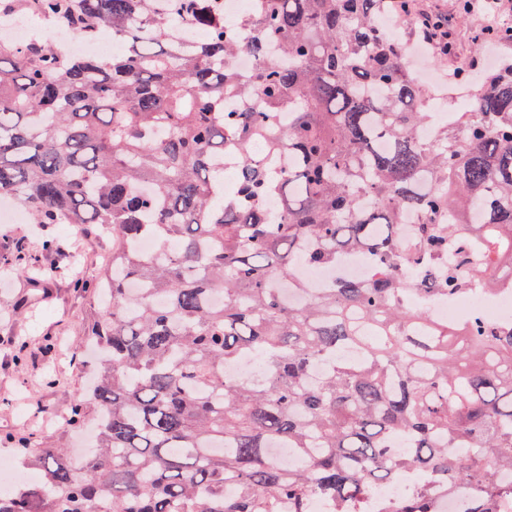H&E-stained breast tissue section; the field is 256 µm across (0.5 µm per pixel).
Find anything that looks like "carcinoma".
<instances>
[{
    "label": "carcinoma",
    "instance_id": "carcinoma-1",
    "mask_svg": "<svg viewBox=\"0 0 512 512\" xmlns=\"http://www.w3.org/2000/svg\"><path fill=\"white\" fill-rule=\"evenodd\" d=\"M13 6L125 49L0 42V197L40 224L112 229L99 368L68 415L94 450L79 469L65 448L21 446L38 479L0 493V512H309L314 495L365 512L372 484L409 471L396 512H436L432 482L467 494L466 512H499L512 330L435 324L403 295L512 274V57L426 141L433 91L378 26L395 0H258L238 21L245 43L217 0H0ZM173 18L204 19L207 38L174 42ZM244 52L262 61L249 76ZM352 251L368 281L295 280ZM243 357L261 381L224 378ZM317 361L329 368L314 378ZM283 442L303 467L273 457Z\"/></svg>",
    "mask_w": 512,
    "mask_h": 512
}]
</instances>
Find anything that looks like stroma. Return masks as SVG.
<instances>
[{"label":"stroma","instance_id":"stroma-1","mask_svg":"<svg viewBox=\"0 0 512 512\" xmlns=\"http://www.w3.org/2000/svg\"><path fill=\"white\" fill-rule=\"evenodd\" d=\"M461 0H422L448 28L449 69L478 61L487 67L502 47H479L474 35L489 21L481 11L460 9ZM24 253L27 274L12 257ZM112 234L90 224L0 223V466L18 462L21 442L41 448H88V431L67 426L71 407L86 401L92 362H79L97 306L80 281H94L110 261ZM55 276L43 277L44 268Z\"/></svg>","mask_w":512,"mask_h":512}]
</instances>
